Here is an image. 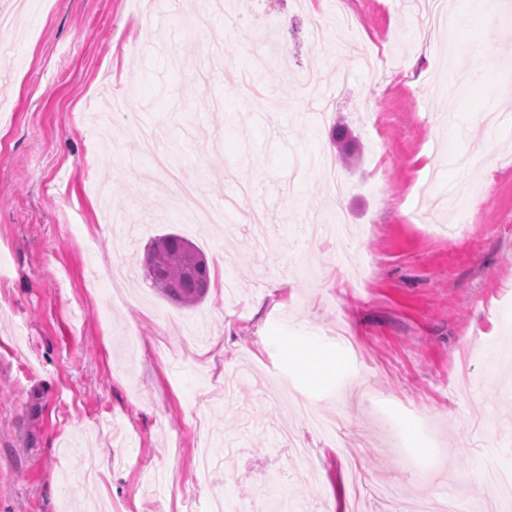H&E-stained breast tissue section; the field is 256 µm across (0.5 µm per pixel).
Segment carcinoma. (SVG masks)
I'll use <instances>...</instances> for the list:
<instances>
[{"label":"carcinoma","mask_w":512,"mask_h":512,"mask_svg":"<svg viewBox=\"0 0 512 512\" xmlns=\"http://www.w3.org/2000/svg\"><path fill=\"white\" fill-rule=\"evenodd\" d=\"M162 251L168 257V264L159 272V277L170 287L155 285V288L173 303L190 306L207 294L208 288L201 286L202 281H210L208 265L201 261L202 252L189 240L178 234H167L154 240L147 247L142 261L146 280H152L148 269L149 253Z\"/></svg>","instance_id":"obj_1"}]
</instances>
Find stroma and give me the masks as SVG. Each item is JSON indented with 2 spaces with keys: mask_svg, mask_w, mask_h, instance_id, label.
<instances>
[{
  "mask_svg": "<svg viewBox=\"0 0 512 512\" xmlns=\"http://www.w3.org/2000/svg\"><path fill=\"white\" fill-rule=\"evenodd\" d=\"M233 2L229 33L220 0H0V512H172L183 489L239 512L264 487L332 512L354 460L356 512H481L482 472L512 468V127L485 121L512 115V0H456L426 36L412 0H345L347 32L336 0ZM339 121L345 243L306 234ZM146 129L202 204L256 187L233 235L161 188ZM474 156L491 177L462 175ZM168 233L209 263L198 305L140 269ZM310 352L306 359L309 366L313 369L312 375L316 377H326L332 375L336 371L337 364L333 360L325 359L320 351L318 343L311 339L309 341Z\"/></svg>",
  "mask_w": 512,
  "mask_h": 512,
  "instance_id": "obj_1",
  "label": "stroma"
}]
</instances>
